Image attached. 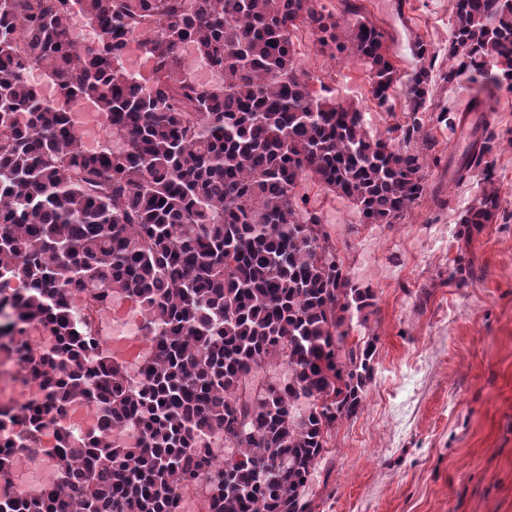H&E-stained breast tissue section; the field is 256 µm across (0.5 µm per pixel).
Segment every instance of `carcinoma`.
<instances>
[{"label": "carcinoma", "mask_w": 512, "mask_h": 512, "mask_svg": "<svg viewBox=\"0 0 512 512\" xmlns=\"http://www.w3.org/2000/svg\"><path fill=\"white\" fill-rule=\"evenodd\" d=\"M75 17L99 31L96 44L74 40ZM301 26L363 59L392 111L400 77L383 32L318 0H0V311L14 316L0 338L21 347L38 387L13 409L21 438L0 432V512H182L181 491L197 484L204 512H311L305 490L327 438L357 414L373 375L376 339L346 346L348 314L376 295L352 282L294 189L308 175L364 223L395 224L426 194L428 157L371 136L357 108L311 88L291 37ZM134 43L151 62L145 81L115 66ZM188 48L217 82L187 76ZM430 53L416 41L406 144L427 138L418 113ZM36 67L56 91L50 105L28 79ZM465 75L469 112L494 111L512 89V0H456L441 80ZM85 102L112 147L89 151L75 132ZM436 120L454 127L465 115L444 107ZM499 139L474 131L454 172L460 183L481 169L459 218L469 233L500 207ZM116 296L146 315L151 355L136 381L73 313L77 298ZM32 324L47 338L35 351ZM277 364L288 380L255 389ZM216 435L235 457L215 459ZM47 436L57 480L14 492L17 450Z\"/></svg>", "instance_id": "obj_1"}]
</instances>
